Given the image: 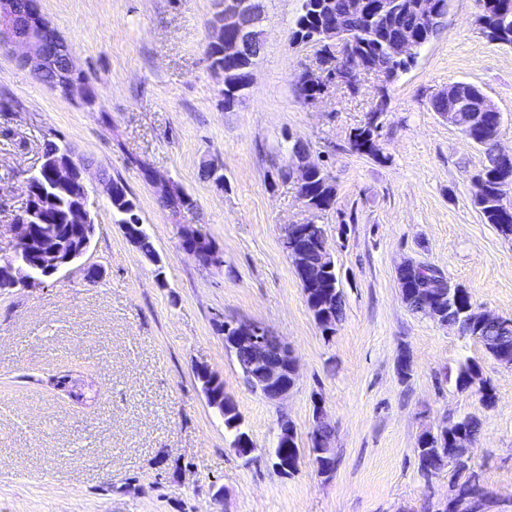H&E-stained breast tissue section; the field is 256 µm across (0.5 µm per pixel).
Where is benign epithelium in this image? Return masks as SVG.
<instances>
[{
  "label": "benign epithelium",
  "instance_id": "benign-epithelium-1",
  "mask_svg": "<svg viewBox=\"0 0 512 512\" xmlns=\"http://www.w3.org/2000/svg\"><path fill=\"white\" fill-rule=\"evenodd\" d=\"M262 12L255 0H224V10L216 19V26L224 31H235V37L224 40V60L231 68L224 71L226 99L235 101L250 85L252 80L253 59L263 49L260 24ZM325 39L338 48L335 58L325 53L316 55V66L306 67L299 74L297 87L312 80L320 83V92L308 99L306 104L314 105L328 93L330 85L343 81L347 70L358 73L373 72L367 62L356 50L351 32L341 24L325 33ZM424 44L413 36L406 37L391 49L397 58H410L419 54ZM0 51L15 56L17 62L31 69L36 79L49 70L55 72L52 88L65 96L80 92L88 98L87 87L76 74L73 57L65 39L43 18L38 0H0ZM443 116L448 124L456 125L458 113L468 110L474 112L497 111L496 106L476 85L461 81L438 94ZM316 167L309 160L308 153L293 154L287 173L296 180L299 199L302 196L308 176ZM86 168H76L71 164L56 165L52 168V177L59 184H67L77 177L81 186H86L84 173ZM74 224L86 226L94 223L88 200L84 199L73 208L70 215ZM305 235V223L289 224L282 239L283 247L296 261H301L299 248L296 247ZM182 250L198 263L204 265L215 258L216 250L211 242L198 230L187 227L181 238ZM40 252L42 268L55 276L72 266L70 260L61 258L63 248L54 243L37 241L35 233L27 222L17 225V232L10 254L0 257V289L28 288L32 280L25 277L16 264L15 256L24 252ZM228 336L225 341L228 349L238 356L239 364L252 371L269 386L270 398L281 400L293 389L297 375L296 360L288 346L272 335L264 326L253 322H236L224 327ZM477 434L460 436L457 447L448 449L449 461L458 463L471 460V448ZM449 497L467 506V512H494V497L481 485L478 478L465 482L459 481L449 486Z\"/></svg>",
  "mask_w": 512,
  "mask_h": 512
}]
</instances>
